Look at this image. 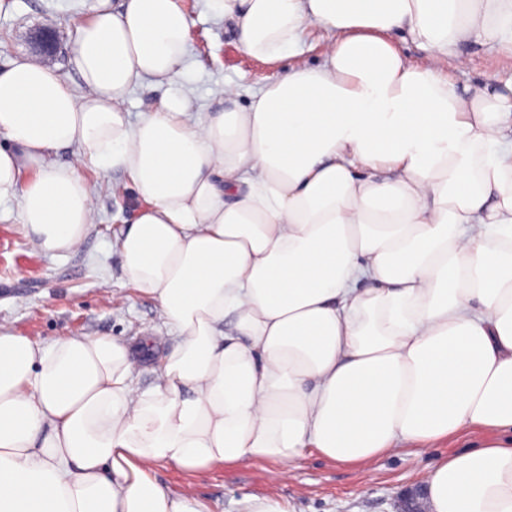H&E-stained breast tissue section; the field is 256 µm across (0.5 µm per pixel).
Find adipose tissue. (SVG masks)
I'll list each match as a JSON object with an SVG mask.
<instances>
[{"mask_svg":"<svg viewBox=\"0 0 512 512\" xmlns=\"http://www.w3.org/2000/svg\"><path fill=\"white\" fill-rule=\"evenodd\" d=\"M208 2L269 62L321 27L320 62L196 115L173 89L179 0H102L71 57L84 93L23 58L0 69V202L64 256L93 220L85 170L123 171L144 202L123 270L180 339L143 389L125 340L0 326V512H211L154 470L408 447L431 512H512V79L443 74L472 41L512 56V0ZM147 82L168 92L130 121Z\"/></svg>","mask_w":512,"mask_h":512,"instance_id":"1","label":"adipose tissue"}]
</instances>
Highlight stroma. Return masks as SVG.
I'll return each instance as SVG.
<instances>
[{
	"mask_svg": "<svg viewBox=\"0 0 512 512\" xmlns=\"http://www.w3.org/2000/svg\"><path fill=\"white\" fill-rule=\"evenodd\" d=\"M190 27L188 68L181 84L195 111L212 106L225 83L236 85L241 103L281 71L249 55L231 25L215 17L207 0H180ZM99 0H0V68L25 57L57 69L73 86L81 80L70 64L79 26ZM54 26L63 43L59 56L46 57L30 44L39 27ZM466 69L459 83L497 84L512 77V57L490 41L465 45ZM95 202L93 225L78 252L51 258L33 251L24 237L16 205H0V325L41 343L61 336H117L133 347L151 343L154 352L178 343L168 333L157 303L138 291L122 270L118 240L137 214L127 176L86 171ZM426 460L414 449L373 464L337 463L316 454L298 461L290 478L276 481L272 463L217 465L203 473L159 468L156 481L176 495L206 502L212 512H242L247 496L272 497L290 512H393L395 496L423 484Z\"/></svg>",
	"mask_w": 512,
	"mask_h": 512,
	"instance_id": "stroma-1",
	"label": "stroma"
}]
</instances>
